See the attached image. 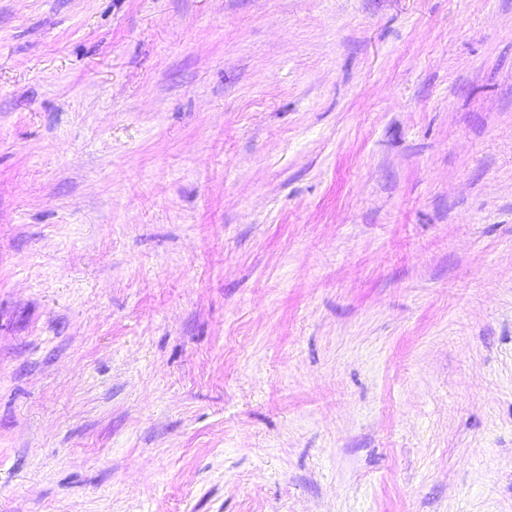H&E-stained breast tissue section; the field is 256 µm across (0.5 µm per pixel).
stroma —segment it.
Returning a JSON list of instances; mask_svg holds the SVG:
<instances>
[{"label": "stroma", "mask_w": 512, "mask_h": 512, "mask_svg": "<svg viewBox=\"0 0 512 512\" xmlns=\"http://www.w3.org/2000/svg\"><path fill=\"white\" fill-rule=\"evenodd\" d=\"M0 512H512V0H0Z\"/></svg>", "instance_id": "1"}]
</instances>
